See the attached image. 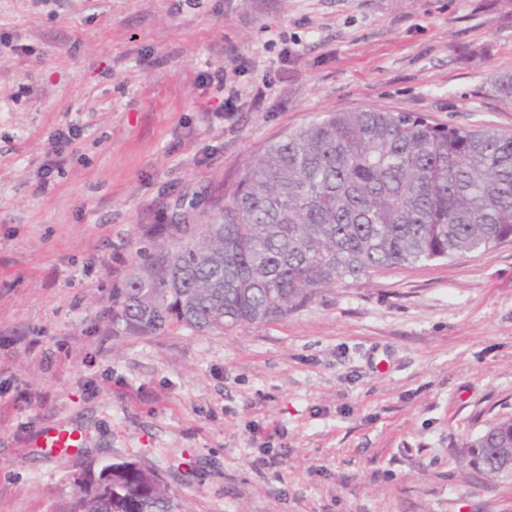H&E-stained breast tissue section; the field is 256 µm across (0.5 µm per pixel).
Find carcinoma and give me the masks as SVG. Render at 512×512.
Segmentation results:
<instances>
[{
  "mask_svg": "<svg viewBox=\"0 0 512 512\" xmlns=\"http://www.w3.org/2000/svg\"><path fill=\"white\" fill-rule=\"evenodd\" d=\"M491 91L512 99V73ZM512 240V134L414 112H328L271 141L201 224H153L112 280V336L271 323L338 282ZM477 470L512 476V418L466 442ZM134 461L88 462L62 512H178Z\"/></svg>",
  "mask_w": 512,
  "mask_h": 512,
  "instance_id": "cac0c4a2",
  "label": "carcinoma"
}]
</instances>
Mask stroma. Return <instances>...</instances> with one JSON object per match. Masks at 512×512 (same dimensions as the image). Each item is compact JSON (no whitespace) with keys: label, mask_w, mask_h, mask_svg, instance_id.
<instances>
[{"label":"stroma","mask_w":512,"mask_h":512,"mask_svg":"<svg viewBox=\"0 0 512 512\" xmlns=\"http://www.w3.org/2000/svg\"><path fill=\"white\" fill-rule=\"evenodd\" d=\"M173 4L0 0V512H60L89 460L156 469L181 512H512L464 447L512 416V242L224 334L99 318L143 230L319 114L512 133V0ZM56 429L82 446L36 447Z\"/></svg>","instance_id":"35a3bbf8"}]
</instances>
